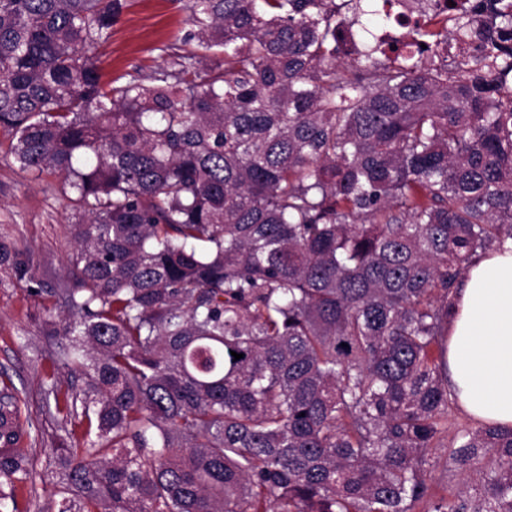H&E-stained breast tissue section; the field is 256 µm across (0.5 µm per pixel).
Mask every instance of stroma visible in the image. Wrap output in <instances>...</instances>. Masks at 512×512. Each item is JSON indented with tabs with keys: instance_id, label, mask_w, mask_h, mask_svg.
Wrapping results in <instances>:
<instances>
[{
	"instance_id": "35a3bbf8",
	"label": "stroma",
	"mask_w": 512,
	"mask_h": 512,
	"mask_svg": "<svg viewBox=\"0 0 512 512\" xmlns=\"http://www.w3.org/2000/svg\"><path fill=\"white\" fill-rule=\"evenodd\" d=\"M188 0H132L101 49L104 79L133 73L150 78L173 70L176 55L187 50ZM70 197L54 174L34 177L21 172L6 148H0V239L32 256L41 284L18 279L11 266L0 265V373H7L38 437L32 445L37 462L52 453L59 425L44 407L40 379L56 374L72 377L52 357L61 338L44 336L45 320L63 313L57 290L68 281V259L74 243Z\"/></svg>"
}]
</instances>
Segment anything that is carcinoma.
I'll return each instance as SVG.
<instances>
[{"mask_svg": "<svg viewBox=\"0 0 512 512\" xmlns=\"http://www.w3.org/2000/svg\"><path fill=\"white\" fill-rule=\"evenodd\" d=\"M360 2L188 0L203 54L104 82L130 0H0V132L77 214L39 512H512V430L444 443L450 297L512 239V0H382L365 51ZM32 427L1 386L0 512Z\"/></svg>", "mask_w": 512, "mask_h": 512, "instance_id": "cac0c4a2", "label": "carcinoma"}]
</instances>
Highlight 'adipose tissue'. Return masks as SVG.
<instances>
[{"mask_svg": "<svg viewBox=\"0 0 512 512\" xmlns=\"http://www.w3.org/2000/svg\"><path fill=\"white\" fill-rule=\"evenodd\" d=\"M448 386L474 420L512 428V239L473 259L448 311Z\"/></svg>", "mask_w": 512, "mask_h": 512, "instance_id": "ef3b65f1", "label": "adipose tissue"}]
</instances>
